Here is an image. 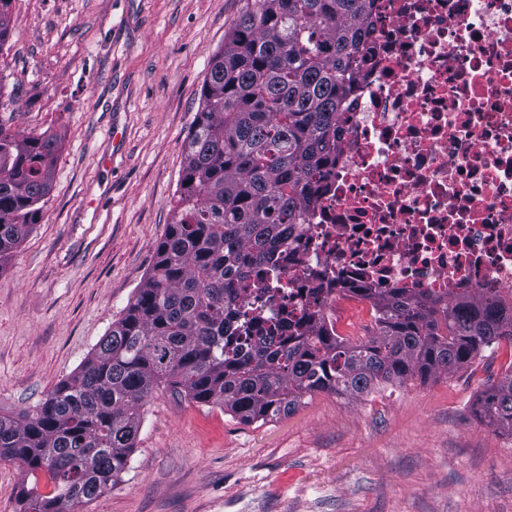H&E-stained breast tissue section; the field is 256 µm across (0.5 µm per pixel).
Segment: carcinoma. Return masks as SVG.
Returning a JSON list of instances; mask_svg holds the SVG:
<instances>
[{"label":"carcinoma","mask_w":512,"mask_h":512,"mask_svg":"<svg viewBox=\"0 0 512 512\" xmlns=\"http://www.w3.org/2000/svg\"><path fill=\"white\" fill-rule=\"evenodd\" d=\"M375 0H247L200 88L171 224L134 300L91 356L31 413H0V460L21 461L16 512H76L128 467L141 409L160 387L248 422L316 393L365 395L457 372L512 345V303L460 296L440 307L370 292L378 330L352 344L310 310L292 336L255 327L228 288L268 263L314 205ZM0 0V47L9 39ZM61 137L0 121V261L39 223ZM512 434V362L477 401ZM47 488L43 492L40 487Z\"/></svg>","instance_id":"obj_1"}]
</instances>
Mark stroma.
<instances>
[{
    "instance_id": "35a3bbf8",
    "label": "stroma",
    "mask_w": 512,
    "mask_h": 512,
    "mask_svg": "<svg viewBox=\"0 0 512 512\" xmlns=\"http://www.w3.org/2000/svg\"><path fill=\"white\" fill-rule=\"evenodd\" d=\"M246 0H10L0 92L62 146L42 216L0 264V412L33 411L149 274L214 52ZM506 347L250 423L155 390L112 489L78 512H512V434L476 412Z\"/></svg>"
}]
</instances>
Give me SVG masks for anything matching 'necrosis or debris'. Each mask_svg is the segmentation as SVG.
<instances>
[{
	"mask_svg": "<svg viewBox=\"0 0 512 512\" xmlns=\"http://www.w3.org/2000/svg\"><path fill=\"white\" fill-rule=\"evenodd\" d=\"M316 207L241 309L289 325L364 290L512 298V0H377Z\"/></svg>",
	"mask_w": 512,
	"mask_h": 512,
	"instance_id": "necrosis-or-debris-1",
	"label": "necrosis or debris"
}]
</instances>
